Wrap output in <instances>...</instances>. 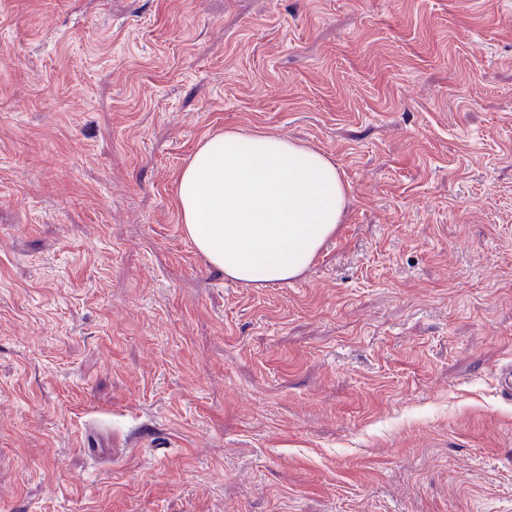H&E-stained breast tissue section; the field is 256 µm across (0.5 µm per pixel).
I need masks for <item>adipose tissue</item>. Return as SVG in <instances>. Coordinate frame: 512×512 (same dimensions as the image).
<instances>
[{"label":"adipose tissue","mask_w":512,"mask_h":512,"mask_svg":"<svg viewBox=\"0 0 512 512\" xmlns=\"http://www.w3.org/2000/svg\"><path fill=\"white\" fill-rule=\"evenodd\" d=\"M347 189L323 151L227 129L205 138L181 169L175 207L209 266L261 287L305 270L335 234Z\"/></svg>","instance_id":"adipose-tissue-1"}]
</instances>
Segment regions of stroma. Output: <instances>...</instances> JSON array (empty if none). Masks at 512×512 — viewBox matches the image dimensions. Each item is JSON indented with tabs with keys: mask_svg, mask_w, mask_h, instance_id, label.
Here are the masks:
<instances>
[{
	"mask_svg": "<svg viewBox=\"0 0 512 512\" xmlns=\"http://www.w3.org/2000/svg\"><path fill=\"white\" fill-rule=\"evenodd\" d=\"M322 150L296 279L210 269L204 138ZM512 0H0V512H512Z\"/></svg>",
	"mask_w": 512,
	"mask_h": 512,
	"instance_id": "1",
	"label": "stroma"
}]
</instances>
